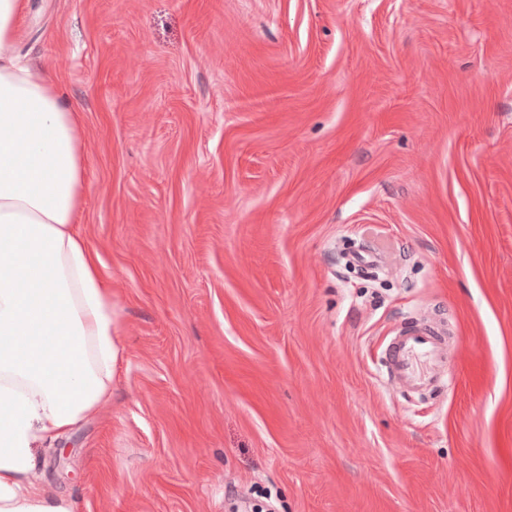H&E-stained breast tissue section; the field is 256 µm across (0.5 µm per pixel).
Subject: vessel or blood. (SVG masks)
<instances>
[{
    "instance_id": "1",
    "label": "vessel or blood",
    "mask_w": 512,
    "mask_h": 512,
    "mask_svg": "<svg viewBox=\"0 0 512 512\" xmlns=\"http://www.w3.org/2000/svg\"><path fill=\"white\" fill-rule=\"evenodd\" d=\"M383 365L388 381L404 391L437 388L447 376V338L431 325L400 330L388 339Z\"/></svg>"
}]
</instances>
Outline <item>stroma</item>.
<instances>
[{
	"mask_svg": "<svg viewBox=\"0 0 512 512\" xmlns=\"http://www.w3.org/2000/svg\"><path fill=\"white\" fill-rule=\"evenodd\" d=\"M82 114L111 397L74 512H512V0H31ZM449 393L379 374L420 316Z\"/></svg>",
	"mask_w": 512,
	"mask_h": 512,
	"instance_id": "obj_1",
	"label": "stroma"
}]
</instances>
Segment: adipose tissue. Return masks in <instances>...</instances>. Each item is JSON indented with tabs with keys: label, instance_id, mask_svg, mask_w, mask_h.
<instances>
[{
	"label": "adipose tissue",
	"instance_id": "obj_1",
	"mask_svg": "<svg viewBox=\"0 0 512 512\" xmlns=\"http://www.w3.org/2000/svg\"><path fill=\"white\" fill-rule=\"evenodd\" d=\"M26 10L0 0V512H73L28 475L110 396L112 291L78 224L81 115L16 55Z\"/></svg>",
	"mask_w": 512,
	"mask_h": 512
}]
</instances>
